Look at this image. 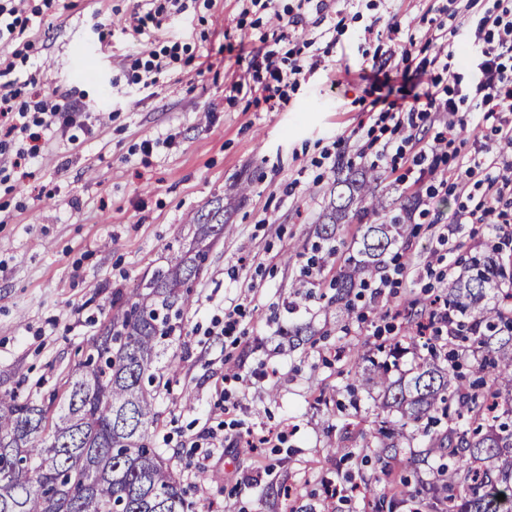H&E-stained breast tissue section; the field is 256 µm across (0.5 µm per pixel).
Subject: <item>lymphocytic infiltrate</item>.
<instances>
[{"label":"lymphocytic infiltrate","mask_w":512,"mask_h":512,"mask_svg":"<svg viewBox=\"0 0 512 512\" xmlns=\"http://www.w3.org/2000/svg\"><path fill=\"white\" fill-rule=\"evenodd\" d=\"M471 38L481 47L477 81L465 91L457 86H431L419 107L389 103V118L400 138L381 143L375 151L378 160L394 167L405 157H412L419 167L420 179L443 187L448 183V171L440 166L441 146L439 142L425 140L419 132L420 123L434 121L443 114L452 132L466 129L472 123L491 126L497 137L469 156L468 163L473 168L482 167L487 157L501 153L502 142L512 139V121L503 118L504 113L512 112V8L500 2L495 4L472 25ZM262 63L271 78L270 83L264 84V91L280 102H287L286 89L304 73L308 65L306 56L296 51L284 57L270 44L262 55ZM15 69V61H0V157L13 155V165L18 168L33 164L40 157L45 145L44 131L70 125L74 114L83 111L84 106L80 100L55 92L36 91V78L32 75L27 78L31 92H23L22 85L13 78ZM471 99L477 102L476 111H462V104ZM18 131L24 133L25 143L16 149L12 141ZM508 191H512V177L487 176L485 203L476 210L459 211L456 224L495 223L501 217L497 205Z\"/></svg>","instance_id":"obj_1"}]
</instances>
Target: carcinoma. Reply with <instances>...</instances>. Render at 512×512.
Returning a JSON list of instances; mask_svg holds the SVG:
<instances>
[{"mask_svg": "<svg viewBox=\"0 0 512 512\" xmlns=\"http://www.w3.org/2000/svg\"><path fill=\"white\" fill-rule=\"evenodd\" d=\"M379 182L373 165L338 172L324 240L336 239L346 220L361 224L383 210ZM416 205L409 198L389 221L366 225L362 247L336 280V302H349L357 282L380 272L382 256L405 236ZM224 231V223L197 225L193 248L136 287L112 291L98 336L84 359L59 375L49 400L0 393V512H189L179 478L150 446V430L159 423L160 374L152 368L161 361L162 369L175 368L167 339L181 330L193 284ZM501 251L496 246L471 260L448 287L455 333L448 337L446 368L424 361L402 382L391 380L387 363H374L362 378L378 389L382 407L401 415L403 429L424 420H468L467 429L450 426L431 437L418 455L423 465L435 455L448 457L429 488L434 512H512V407L483 428L485 400L503 387L512 391V316L495 300L505 278ZM479 353L487 377L463 380L457 368Z\"/></svg>", "mask_w": 512, "mask_h": 512, "instance_id": "obj_1", "label": "carcinoma"}]
</instances>
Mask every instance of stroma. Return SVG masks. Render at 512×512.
I'll list each match as a JSON object with an SVG mask.
<instances>
[{"instance_id": "obj_1", "label": "stroma", "mask_w": 512, "mask_h": 512, "mask_svg": "<svg viewBox=\"0 0 512 512\" xmlns=\"http://www.w3.org/2000/svg\"><path fill=\"white\" fill-rule=\"evenodd\" d=\"M329 0L324 29L306 27L280 42V52L316 38L321 63L289 87L287 105L265 100L252 69L261 37L277 20L251 0H187L162 30H128L133 13L156 0H24L36 23L0 53L26 48V79L40 63L38 84L75 92L83 112L65 131L47 132L26 178L0 181V392H47L58 374L81 359L97 336L101 310L116 288L134 287L188 244L206 215L223 209L227 230L194 284V301L172 348L177 372H165L154 447L180 474L194 512H374L381 493L402 484L425 499L431 471L413 474L376 460L381 424L400 415L356 386L353 350L375 355L404 340L394 311L418 309L464 272V257L489 252L512 232V203L502 224H467L449 236L461 207L484 196L476 178L465 191L426 197L412 162L383 170L380 190L398 207L407 197L428 203L415 211L413 234L396 250L407 270L398 288L373 301L355 289L351 310L335 300L334 283L361 239L359 224L342 225L332 249L317 250L334 170L325 153L362 167L369 138L388 139L378 111L414 102L436 70L373 76L375 54L399 50L386 26L398 20L416 39V59L438 50V28H466L493 0ZM175 49L154 83L135 82L132 62L145 49ZM241 82L240 92L230 89ZM152 141L143 150V141ZM248 183L245 195L230 185ZM240 306L238 337L210 335L211 320ZM393 378H409L426 352L423 338L404 340ZM242 381L225 383L228 367ZM230 386L238 405L216 409ZM231 417L274 429L279 439L258 452L203 447L185 436ZM206 458L209 481L185 465ZM260 482H253V475ZM354 480L356 497L329 498Z\"/></svg>"}]
</instances>
